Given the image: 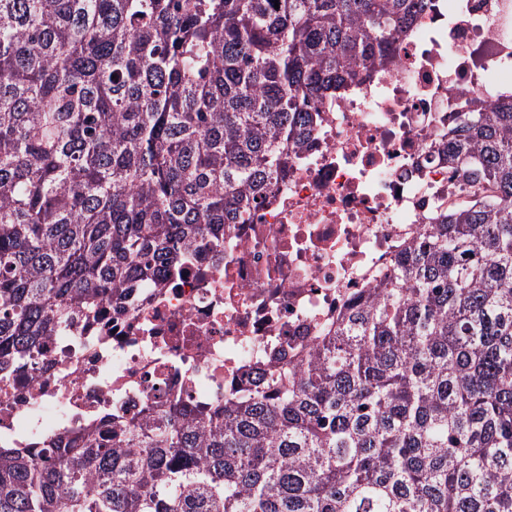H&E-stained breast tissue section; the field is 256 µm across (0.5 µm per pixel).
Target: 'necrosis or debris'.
<instances>
[{
    "mask_svg": "<svg viewBox=\"0 0 512 512\" xmlns=\"http://www.w3.org/2000/svg\"><path fill=\"white\" fill-rule=\"evenodd\" d=\"M390 63L323 100L245 224L201 237L101 330L10 362L0 443L42 445L112 418L210 411L311 351L440 223L464 181L448 128L512 95V0H428Z\"/></svg>",
    "mask_w": 512,
    "mask_h": 512,
    "instance_id": "necrosis-or-debris-1",
    "label": "necrosis or debris"
}]
</instances>
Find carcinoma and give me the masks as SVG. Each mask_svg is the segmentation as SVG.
<instances>
[{
    "mask_svg": "<svg viewBox=\"0 0 512 512\" xmlns=\"http://www.w3.org/2000/svg\"><path fill=\"white\" fill-rule=\"evenodd\" d=\"M421 0H0V366L245 224ZM485 194L224 413L0 447V512H512V102L448 128Z\"/></svg>",
    "mask_w": 512,
    "mask_h": 512,
    "instance_id": "carcinoma-1",
    "label": "carcinoma"
}]
</instances>
